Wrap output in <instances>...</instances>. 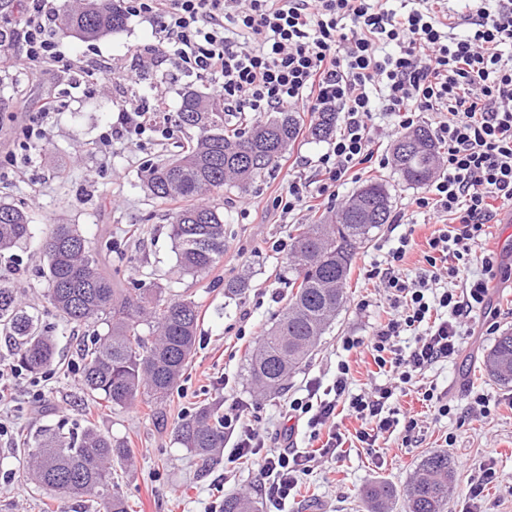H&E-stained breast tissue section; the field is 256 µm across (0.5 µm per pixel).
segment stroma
<instances>
[{
    "label": "stroma",
    "instance_id": "1",
    "mask_svg": "<svg viewBox=\"0 0 512 512\" xmlns=\"http://www.w3.org/2000/svg\"><path fill=\"white\" fill-rule=\"evenodd\" d=\"M55 40L66 58L83 65H108L98 77L94 95H86L77 80L59 78L52 64L29 70L0 68V149L13 153L0 167V200L27 208L33 236L0 254V282L19 289L22 301L38 323L56 338L58 356L41 373L43 396L31 400L28 380L12 388L10 403L0 406V424L13 429V437L0 439L7 450L0 458V512H95L90 498L45 500L30 482L24 467V439L43 428L79 432L94 426L124 440L133 453L129 464H115V478L131 512H204L223 503L230 493L244 492L260 503V512H276L257 465L232 461L233 439L213 462L202 464L175 440V429L203 404L223 406L233 400L248 409V417L265 440L266 452L291 445L310 447L304 423L290 419L288 403L305 397L317 385L332 384L339 361L352 369L351 393L387 382L376 372L368 337L389 309L383 289L369 280L374 260L408 235L412 248L403 270L415 277L424 262L427 240L439 225L430 216L409 212L406 206L419 187L407 185L393 168L362 172L360 180L378 178L388 183L394 209L406 210L399 229L382 225L372 240L358 249L352 264L350 288L344 308L322 336L309 365L288 389L278 395L254 394L246 381L245 356L256 345L262 327L271 325L288 298L286 252L277 241L288 239L290 225L278 213L244 211L247 197H270L286 191L289 179L308 177L326 150V142L302 136L289 148L278 167L256 178L247 193L235 190L213 195L212 205L224 214L226 247L220 265L208 274L181 273L171 236L169 204L148 195L143 178L159 160L172 157L186 142L188 130L172 127L165 133L142 136L103 146L100 134L118 117L122 105L147 100L159 115L178 112L182 95L192 90L212 95L210 81L171 62L142 68L137 49L155 42L151 24L128 18L125 29L94 40H83L57 26ZM49 95L60 109L49 115L40 149L22 146L21 113L34 111ZM360 180L347 182L340 201H347ZM54 224L78 225L91 249L99 252L108 269L117 270L124 288L163 287L166 297L191 298L203 309L196 350L177 390L161 408L144 403L125 409H104L87 399L81 389L80 349L92 329L69 324L50 311L44 300L47 262L39 247ZM486 247L499 260L497 286L489 292L496 309V330L512 331V223L490 225ZM247 278L249 286L231 295L225 282ZM354 348H347L349 339ZM495 341L483 328L467 333L456 359L429 369L423 379L407 384L393 405L400 420L395 432L380 436L375 447H363L356 438L361 423L339 414L336 418L344 444L332 458L317 459L303 475L294 501L286 512H360L359 491L387 480L404 488L421 457L445 450L457 466V481L448 495L446 512H467L468 479L493 469L478 505L481 512H512V384L489 380L482 358ZM448 391L452 398L447 417L434 419L420 399L426 386ZM486 395L488 416L473 408V397ZM417 420L418 430L406 437L404 424Z\"/></svg>",
    "mask_w": 512,
    "mask_h": 512
}]
</instances>
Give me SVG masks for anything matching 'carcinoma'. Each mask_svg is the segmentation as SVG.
<instances>
[{
    "label": "carcinoma",
    "instance_id": "1",
    "mask_svg": "<svg viewBox=\"0 0 512 512\" xmlns=\"http://www.w3.org/2000/svg\"><path fill=\"white\" fill-rule=\"evenodd\" d=\"M65 26L84 40L122 30L127 15L122 0H81L63 15ZM196 138L169 160L152 165L145 186L156 200H178L171 213L175 252L185 274L202 275L224 258V213L209 204L222 190L241 189L277 167L279 158L301 131L321 141L336 131L337 113L314 112L309 125L295 112L265 118H239L233 126L217 95L183 93L176 115ZM420 145L400 155L392 148V163L403 180L428 184L438 173L439 147L423 126ZM378 209L377 219H362L358 203ZM392 195L386 183L366 181L349 202L318 224H299L287 258L288 304L260 335L248 358L251 389L280 392L307 362L326 329L347 299L346 288L355 251L376 230L390 223ZM32 237L27 211L0 201V251ZM47 260L48 304L62 318L107 326L83 344L82 387L92 401L123 408L139 399L158 405L172 394L195 352L201 311L190 298L171 299L163 289L121 288L98 254L74 224H56L41 243ZM0 322L17 345L19 361L31 373L47 368L55 341L41 329L18 299V290L0 286ZM487 376L512 384V332L498 336L484 360ZM176 440L207 460L224 447V416L204 405L176 428ZM29 479L53 496L88 495L102 512H129L130 506L112 476L116 461L132 459L127 444L89 427L81 434L44 432L24 448ZM457 471L446 451H432L417 464L403 493L388 481H376L361 493L365 512H390L402 498L403 512H444ZM224 512H257L248 495L224 497Z\"/></svg>",
    "mask_w": 512,
    "mask_h": 512
}]
</instances>
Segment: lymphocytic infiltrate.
<instances>
[{
    "mask_svg": "<svg viewBox=\"0 0 512 512\" xmlns=\"http://www.w3.org/2000/svg\"><path fill=\"white\" fill-rule=\"evenodd\" d=\"M124 2L130 16L148 19L159 34L157 42L139 48L140 57L155 61L173 54L175 64L215 81L225 111L259 116L299 107L341 114L343 126L318 157L315 181L293 178L287 193L256 198L254 208L285 219L305 210L310 198L336 200L356 166H387L388 158L374 149L376 112L395 116L403 129L431 115L443 146L437 178L410 202L416 211L446 220L427 241L424 267L415 280L403 275L411 248L403 235L369 272L390 302L370 340L372 358L379 371L392 374V382L352 394L350 367L342 362L332 398L293 399L290 417L306 419L312 438L323 441L316 454L290 447L265 454L264 440L244 410L234 404L224 410V428L236 436L233 459H257L271 498L282 506L315 457L341 447L338 403L365 422L357 438L374 447L380 434L400 424L389 405L397 389L457 357L464 329L490 313L489 283L498 264L482 238L501 210L512 208V0H470L468 29L460 35L452 32L446 0H415L405 12L389 8V0ZM58 17L54 0H27L20 27L0 29V41L21 43L23 51L1 56L0 65L21 69L51 61L92 77V69L76 68L59 50ZM153 126L148 107L132 101L101 141L129 139ZM475 263L483 273L468 277ZM449 280L456 288H446ZM408 331L417 334L414 347L397 348L395 338Z\"/></svg>",
    "mask_w": 512,
    "mask_h": 512,
    "instance_id": "obj_1",
    "label": "lymphocytic infiltrate"
}]
</instances>
